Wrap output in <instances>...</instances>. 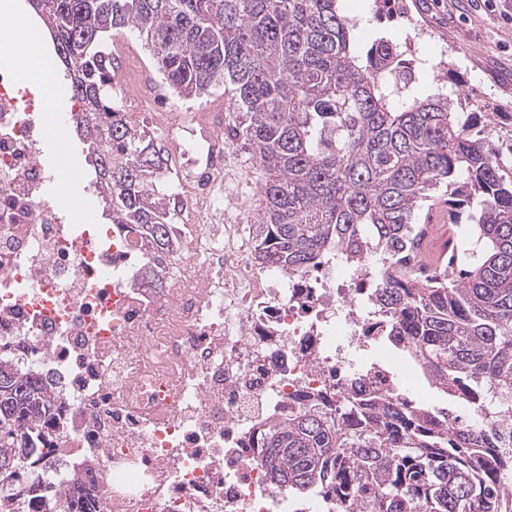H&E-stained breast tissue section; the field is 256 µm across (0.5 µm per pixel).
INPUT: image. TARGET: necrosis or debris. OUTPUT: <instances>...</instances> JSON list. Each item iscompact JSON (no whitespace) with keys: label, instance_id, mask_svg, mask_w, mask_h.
I'll return each mask as SVG.
<instances>
[{"label":"necrosis or debris","instance_id":"obj_1","mask_svg":"<svg viewBox=\"0 0 512 512\" xmlns=\"http://www.w3.org/2000/svg\"><path fill=\"white\" fill-rule=\"evenodd\" d=\"M42 100L0 70V358L42 377L49 472L81 485L96 512H297L266 479L253 432L317 395L333 405L359 386L392 395L414 381L398 363L358 366L374 282L364 268L254 271L241 227L201 223L222 197L224 140L205 134L190 164L160 144L182 187L180 248L164 287L130 283L150 258L131 224H70L42 156L53 133Z\"/></svg>","mask_w":512,"mask_h":512}]
</instances>
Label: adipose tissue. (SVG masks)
Wrapping results in <instances>:
<instances>
[{
    "mask_svg": "<svg viewBox=\"0 0 512 512\" xmlns=\"http://www.w3.org/2000/svg\"><path fill=\"white\" fill-rule=\"evenodd\" d=\"M0 20L10 24L17 36L11 48L12 60L21 78L33 83L42 93L48 111L58 105L57 83L45 63L38 31L17 10L15 0H0Z\"/></svg>",
    "mask_w": 512,
    "mask_h": 512,
    "instance_id": "ef3b65f1",
    "label": "adipose tissue"
}]
</instances>
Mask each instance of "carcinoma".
I'll return each instance as SVG.
<instances>
[{
  "label": "carcinoma",
  "instance_id": "1",
  "mask_svg": "<svg viewBox=\"0 0 512 512\" xmlns=\"http://www.w3.org/2000/svg\"><path fill=\"white\" fill-rule=\"evenodd\" d=\"M53 42L71 96L90 113L80 139L114 224H138L152 261L174 254L175 213L161 178L168 157L112 96L105 36L134 30L164 84L200 99L216 87L235 113L228 136L259 170L263 208L254 259L299 275L331 257L369 268L370 335L409 356L451 397L512 408V176L452 94L419 92L397 45L356 51L344 0H28ZM470 209L466 242L441 279L402 265L421 238L416 211ZM363 425L323 406L260 433L271 482L337 501L338 512H512V431L448 427L449 412L385 395ZM49 400L39 378L0 367V512H27L35 435ZM52 490V487H47ZM54 491V490H52ZM54 512H83L80 493L54 491Z\"/></svg>",
  "mask_w": 512,
  "mask_h": 512
}]
</instances>
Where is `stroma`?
Returning a JSON list of instances; mask_svg holds the SVG:
<instances>
[{
	"label": "stroma",
	"instance_id": "1",
	"mask_svg": "<svg viewBox=\"0 0 512 512\" xmlns=\"http://www.w3.org/2000/svg\"><path fill=\"white\" fill-rule=\"evenodd\" d=\"M359 19V54L375 39L396 41L403 60L446 54L449 66L439 76L420 74L421 83L439 81L458 91V109L471 113L476 126L496 121L512 128V0L495 9L478 0H345ZM230 165L236 175L224 191L221 210L208 212L210 224H252L262 207L259 172L241 142H234Z\"/></svg>",
	"mask_w": 512,
	"mask_h": 512
}]
</instances>
